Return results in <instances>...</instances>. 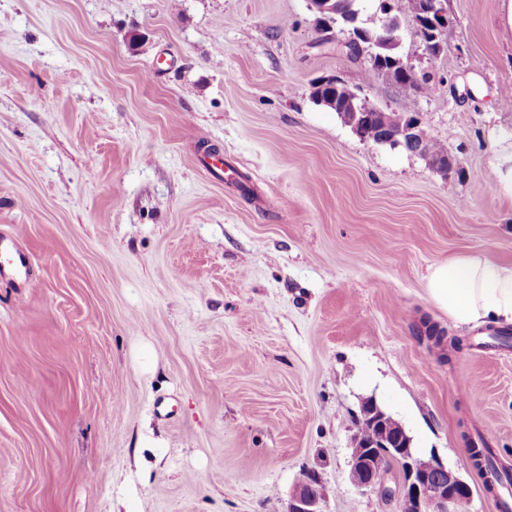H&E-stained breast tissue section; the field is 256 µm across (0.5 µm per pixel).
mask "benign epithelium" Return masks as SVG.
<instances>
[{"label": "benign epithelium", "mask_w": 512, "mask_h": 512, "mask_svg": "<svg viewBox=\"0 0 512 512\" xmlns=\"http://www.w3.org/2000/svg\"><path fill=\"white\" fill-rule=\"evenodd\" d=\"M422 17L430 20L438 31L447 25V15L443 0H424ZM380 29L384 34L365 33V37L376 43L401 45L402 38L394 34L382 19ZM386 126L394 130V137L410 140L420 126L419 119H411L409 114L386 113L383 116ZM363 420L377 430V437L368 445L353 443L351 448L350 482L358 489H377L387 499L399 494L412 500L414 512H460L472 496L471 485L457 472L446 467L437 458H432L430 466L422 465L418 456L410 448V442L392 445L384 434L387 414L374 402L363 408ZM390 458L403 473V483L395 491L386 485L383 459ZM322 492L317 477L309 473L298 480L288 502V512H322Z\"/></svg>", "instance_id": "1"}]
</instances>
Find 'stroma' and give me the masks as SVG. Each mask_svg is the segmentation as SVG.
<instances>
[{"label":"stroma","mask_w":512,"mask_h":512,"mask_svg":"<svg viewBox=\"0 0 512 512\" xmlns=\"http://www.w3.org/2000/svg\"><path fill=\"white\" fill-rule=\"evenodd\" d=\"M446 8L435 56L399 19L413 97L309 0H0V232L34 263L0 281V512H287L305 470L322 512H400L348 478L370 398L472 485L462 512L512 503L471 460L512 468V346L426 284L512 262V34L502 0ZM323 77L460 173L362 141ZM334 81L335 78L333 77H324L318 80L317 86H325L329 82L331 84L324 89H319L316 94L311 92L313 99L320 103L316 98L321 94L322 100L319 99L321 101L320 105L336 112L342 122L349 125L352 131L360 137L361 140L367 142L363 135V119L366 113H361L359 117L357 113H355L353 120L349 121V123L346 121V117L352 114L351 112H354V109L359 111V107L363 108L366 101L360 98L359 95L345 83L337 80V83L332 84ZM374 115L376 118L373 119L370 127L366 129L369 137H372L371 142L375 144H389L393 147L401 146L407 150V148H409L407 143L399 144L400 141H391L392 133L385 128L384 123L387 127H390L394 130L395 134L393 136L395 138L400 137L406 140L412 139L415 131L419 128L418 135L427 139L428 151L431 158L442 160L448 156L447 145L438 139L430 137L429 134L420 126L421 123L416 115L414 116V120L411 119V115L406 113H384L383 120L380 114L374 113ZM495 170L498 178V190L501 194L512 196V148L495 158Z\"/></svg>","instance_id":"1"}]
</instances>
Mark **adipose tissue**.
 <instances>
[{
	"label": "adipose tissue",
	"mask_w": 512,
	"mask_h": 512,
	"mask_svg": "<svg viewBox=\"0 0 512 512\" xmlns=\"http://www.w3.org/2000/svg\"><path fill=\"white\" fill-rule=\"evenodd\" d=\"M427 290L434 303L455 322L512 324V265L463 255L434 266Z\"/></svg>",
	"instance_id": "obj_1"
}]
</instances>
